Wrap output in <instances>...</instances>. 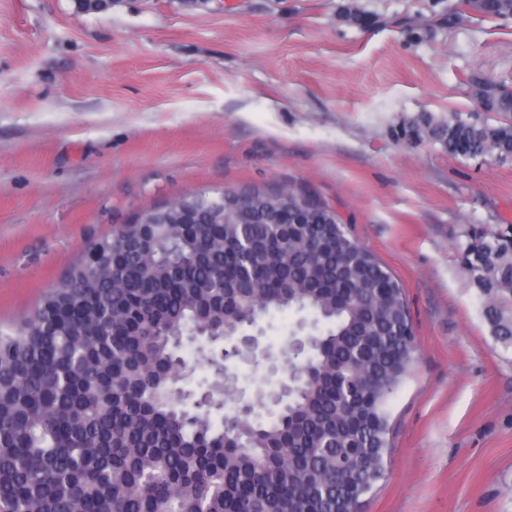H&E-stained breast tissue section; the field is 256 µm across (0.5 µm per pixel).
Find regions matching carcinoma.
<instances>
[{"label": "carcinoma", "instance_id": "1", "mask_svg": "<svg viewBox=\"0 0 512 512\" xmlns=\"http://www.w3.org/2000/svg\"><path fill=\"white\" fill-rule=\"evenodd\" d=\"M481 17L512 0H466ZM508 119L455 114L430 129L461 157L512 163V92L479 89ZM224 220L190 193L93 242L22 322L0 328V512H350L384 473L388 404L415 360L402 290L326 206L288 190L247 189ZM306 201L308 224H275V203ZM166 224H146L155 212ZM194 211L195 222L184 223ZM491 335L512 351V225L471 227L459 243ZM303 308L320 323L304 382L259 425L201 409L188 417L174 341L224 336L252 312ZM206 392L217 402L224 366Z\"/></svg>", "mask_w": 512, "mask_h": 512}]
</instances>
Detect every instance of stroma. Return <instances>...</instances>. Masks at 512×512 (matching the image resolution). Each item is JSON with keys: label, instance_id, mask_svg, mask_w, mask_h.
I'll use <instances>...</instances> for the list:
<instances>
[{"label": "stroma", "instance_id": "obj_1", "mask_svg": "<svg viewBox=\"0 0 512 512\" xmlns=\"http://www.w3.org/2000/svg\"><path fill=\"white\" fill-rule=\"evenodd\" d=\"M454 0H0V324L87 245L183 194L293 189L399 282L417 353L359 512H512V354L457 245L512 225V165L426 128L497 123L512 16Z\"/></svg>", "mask_w": 512, "mask_h": 512}]
</instances>
